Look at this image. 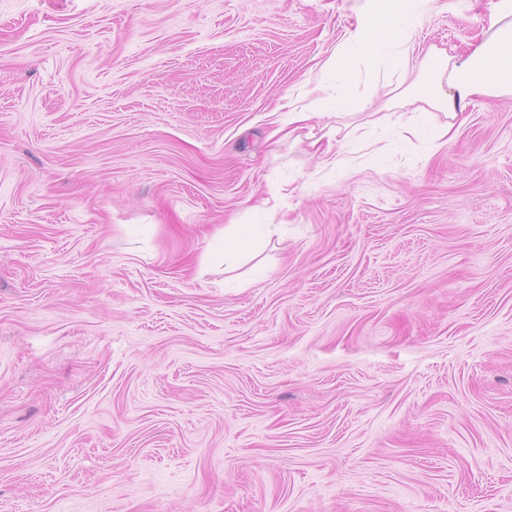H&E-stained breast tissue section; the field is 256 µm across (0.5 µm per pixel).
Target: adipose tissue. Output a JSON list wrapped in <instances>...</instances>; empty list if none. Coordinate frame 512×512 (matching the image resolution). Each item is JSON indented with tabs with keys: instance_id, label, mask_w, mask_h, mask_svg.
<instances>
[{
	"instance_id": "adipose-tissue-1",
	"label": "adipose tissue",
	"mask_w": 512,
	"mask_h": 512,
	"mask_svg": "<svg viewBox=\"0 0 512 512\" xmlns=\"http://www.w3.org/2000/svg\"><path fill=\"white\" fill-rule=\"evenodd\" d=\"M389 23L370 18L355 36L360 53L372 61L386 63L400 76H407L413 55L410 34L417 22L413 0H391ZM424 76L412 82L408 90L429 109L441 112L443 121L423 127L396 118L398 135L428 136L434 147L454 139L465 121L464 111L478 97L512 96V0H507L492 22L486 38L467 53L450 56L429 49L421 63ZM366 100L345 92L316 96L306 107H294L272 132L277 140L289 138L298 128L313 120H325L362 113Z\"/></svg>"
}]
</instances>
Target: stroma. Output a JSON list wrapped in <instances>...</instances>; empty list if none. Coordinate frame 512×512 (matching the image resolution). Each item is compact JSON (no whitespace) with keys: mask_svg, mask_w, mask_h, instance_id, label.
Masks as SVG:
<instances>
[{"mask_svg":"<svg viewBox=\"0 0 512 512\" xmlns=\"http://www.w3.org/2000/svg\"><path fill=\"white\" fill-rule=\"evenodd\" d=\"M502 8L435 0L416 59ZM381 12L0 0V512H512V97L437 150L268 139L337 50L419 110L357 55ZM245 224H230L224 227V250L208 257V264L213 268H222L230 254L237 252L242 242L249 236Z\"/></svg>","mask_w":512,"mask_h":512,"instance_id":"35a3bbf8","label":"stroma"}]
</instances>
